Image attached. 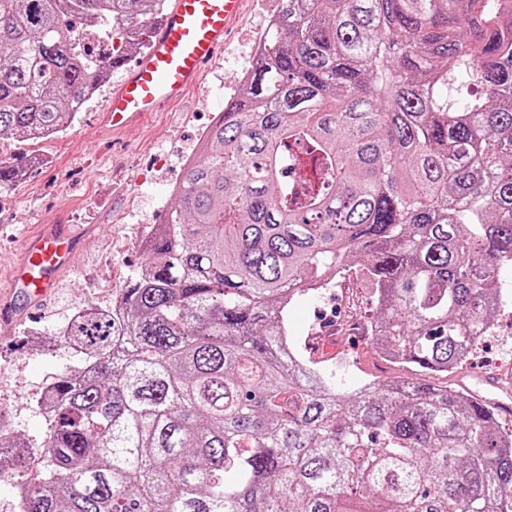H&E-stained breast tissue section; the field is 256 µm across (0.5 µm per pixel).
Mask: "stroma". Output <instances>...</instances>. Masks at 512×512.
I'll use <instances>...</instances> for the list:
<instances>
[{"instance_id": "stroma-1", "label": "stroma", "mask_w": 512, "mask_h": 512, "mask_svg": "<svg viewBox=\"0 0 512 512\" xmlns=\"http://www.w3.org/2000/svg\"><path fill=\"white\" fill-rule=\"evenodd\" d=\"M278 9L279 0H246L203 90L191 91L146 123L118 134L103 130L97 117L109 92L104 85L59 136L16 145L23 174L0 187V286H7L11 260L39 225L72 224L82 237L74 272L46 303L19 316L10 333L0 334V437L34 447L41 442L45 419L36 396L45 383L79 365L71 350L52 344V337L75 309L109 305L146 262L141 242L148 226L174 207L173 188L185 174L187 155L197 153L201 130L212 126L218 102L236 90L253 39L263 37ZM499 279L504 305L494 332L452 373L433 377V384L458 388L470 372L490 374L512 365V268L502 269ZM374 308L362 269L353 268L335 287L309 292L289 305L288 339L300 349L306 336L334 330L335 353L320 364L349 394L368 379L421 380L416 367L385 361L366 335Z\"/></svg>"}]
</instances>
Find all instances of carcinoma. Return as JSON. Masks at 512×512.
<instances>
[{
  "label": "carcinoma",
  "mask_w": 512,
  "mask_h": 512,
  "mask_svg": "<svg viewBox=\"0 0 512 512\" xmlns=\"http://www.w3.org/2000/svg\"><path fill=\"white\" fill-rule=\"evenodd\" d=\"M165 0H0V144L55 137ZM119 306L61 334L19 512H512V430L448 386L353 394L289 304L363 265L382 354L464 361L512 268V0H281ZM0 156V185L19 174ZM0 443V469L26 464Z\"/></svg>",
  "instance_id": "cac0c4a2"
}]
</instances>
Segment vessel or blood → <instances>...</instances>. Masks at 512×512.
Returning a JSON list of instances; mask_svg holds the SVG:
<instances>
[{
    "label": "vessel or blood",
    "instance_id": "1",
    "mask_svg": "<svg viewBox=\"0 0 512 512\" xmlns=\"http://www.w3.org/2000/svg\"><path fill=\"white\" fill-rule=\"evenodd\" d=\"M245 0H170L152 29L148 52L127 69L113 88L105 119L113 130L135 125L163 106L181 102L199 88L206 64L214 61ZM79 238L68 224H48L29 238L11 270L7 295L0 297V331L14 319L49 299L73 269ZM474 395L479 401L512 411V373L482 378Z\"/></svg>",
    "mask_w": 512,
    "mask_h": 512
}]
</instances>
